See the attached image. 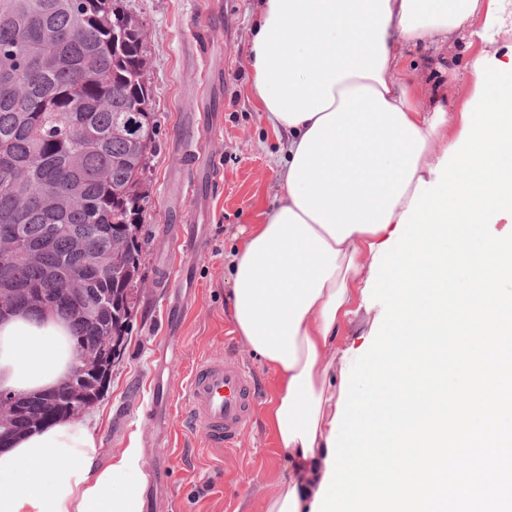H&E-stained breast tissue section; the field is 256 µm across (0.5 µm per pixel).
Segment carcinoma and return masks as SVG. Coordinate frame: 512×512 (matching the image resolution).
Masks as SVG:
<instances>
[{
  "label": "carcinoma",
  "instance_id": "obj_1",
  "mask_svg": "<svg viewBox=\"0 0 512 512\" xmlns=\"http://www.w3.org/2000/svg\"><path fill=\"white\" fill-rule=\"evenodd\" d=\"M147 34L122 0H0V293L72 323L86 397L101 398L136 306L143 179L156 124ZM22 251L35 260L13 265ZM66 383L16 401L0 449L80 413Z\"/></svg>",
  "mask_w": 512,
  "mask_h": 512
}]
</instances>
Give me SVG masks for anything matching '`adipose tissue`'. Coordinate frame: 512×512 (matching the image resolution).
Segmentation results:
<instances>
[{
  "label": "adipose tissue",
  "mask_w": 512,
  "mask_h": 512,
  "mask_svg": "<svg viewBox=\"0 0 512 512\" xmlns=\"http://www.w3.org/2000/svg\"><path fill=\"white\" fill-rule=\"evenodd\" d=\"M504 0H261L251 88L282 140L283 194L242 232L228 301L236 329L278 379L269 416L293 471L265 512H311L327 471L341 388L329 350L419 181H434L451 122L413 106L394 73L403 45L486 37ZM77 362L67 321L0 320V392L64 384ZM87 425L57 420L0 450V512H141V451L100 463Z\"/></svg>",
  "instance_id": "1"
}]
</instances>
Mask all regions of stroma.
<instances>
[{"label":"stroma","mask_w":512,"mask_h":512,"mask_svg":"<svg viewBox=\"0 0 512 512\" xmlns=\"http://www.w3.org/2000/svg\"><path fill=\"white\" fill-rule=\"evenodd\" d=\"M141 21L146 41V80L157 124L155 148L144 183L148 203L142 216L139 304L121 352L112 365L108 387L94 408L103 457L120 453L130 442L145 443L153 427L136 395L148 392L153 379L167 380L154 353L162 339L177 348V368L188 374L203 356L230 347L255 370L260 397L254 420L239 448L214 454L179 417L185 391L174 385L170 407L168 458L173 512H264L265 503L288 477V460L278 447L267 408L274 378L261 358L242 341L227 296L230 268L241 229L261 223L281 192L273 161L279 149L250 89L249 50L259 0H123ZM206 11V52H198L190 30L198 11ZM512 53V24L497 27L487 40L449 43L437 63L421 49L405 53L403 80L419 88L414 103L430 108L439 95L451 112L461 113L471 98L462 65L480 52ZM203 138L211 165L191 169L178 146L185 129ZM193 214L208 242L180 271L192 302L181 318L170 316L159 286L161 266L178 263L166 228L172 214ZM383 306L372 300L354 303L342 318L336 346L363 355L377 333Z\"/></svg>","instance_id":"stroma-1"}]
</instances>
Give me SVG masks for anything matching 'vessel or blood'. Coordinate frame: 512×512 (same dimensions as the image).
<instances>
[{"label":"vessel or blood","mask_w":512,"mask_h":512,"mask_svg":"<svg viewBox=\"0 0 512 512\" xmlns=\"http://www.w3.org/2000/svg\"><path fill=\"white\" fill-rule=\"evenodd\" d=\"M163 285L169 293L170 312L186 314L188 304L181 297L180 281L168 272ZM257 399V375L233 351L209 354L188 374L181 419L207 447L233 450L250 427ZM167 481L165 467L147 466L143 498L150 512H166L169 500L159 497L158 490Z\"/></svg>","instance_id":"vessel-or-blood-1"}]
</instances>
